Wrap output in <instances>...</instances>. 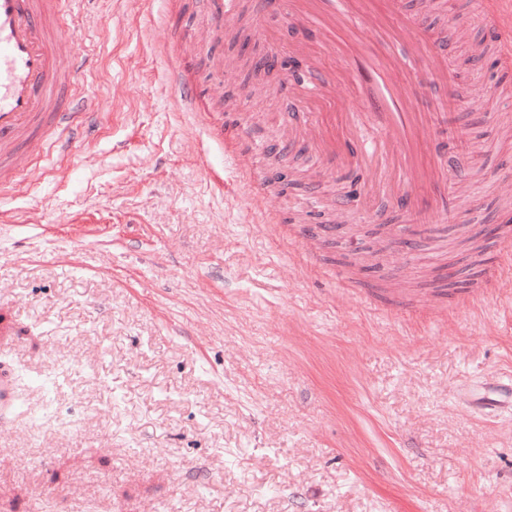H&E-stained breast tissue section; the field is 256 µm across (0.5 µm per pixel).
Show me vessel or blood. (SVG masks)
Listing matches in <instances>:
<instances>
[{
	"label": "vessel or blood",
	"mask_w": 512,
	"mask_h": 512,
	"mask_svg": "<svg viewBox=\"0 0 512 512\" xmlns=\"http://www.w3.org/2000/svg\"><path fill=\"white\" fill-rule=\"evenodd\" d=\"M64 0H0V173H18L25 159L21 143L45 123L61 131L52 148L71 157L76 113L69 102L84 100L78 83L79 59H60L48 18ZM401 0H255L256 22L285 18L288 42H269V61L288 58L305 74L290 80L289 90L302 107L285 121L303 146L313 149L327 170L351 167L371 175L373 185L403 209L432 211L479 198L445 192L447 165L438 138L440 119L447 116V97L433 111L418 112L411 104L414 87L409 73L428 67L440 84L451 78L447 53L426 40L413 22L402 17ZM505 0H483L482 16L497 36L503 70L512 69V10ZM340 49L342 61L331 68L326 57ZM187 61H177L172 85L179 101L196 118L207 117L204 101L189 88L183 74ZM459 400L484 413L512 407V375L498 379L492 395L479 399L462 392Z\"/></svg>",
	"instance_id": "vessel-or-blood-1"
}]
</instances>
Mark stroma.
I'll return each mask as SVG.
<instances>
[{"label": "stroma", "mask_w": 512, "mask_h": 512, "mask_svg": "<svg viewBox=\"0 0 512 512\" xmlns=\"http://www.w3.org/2000/svg\"><path fill=\"white\" fill-rule=\"evenodd\" d=\"M425 33L448 38L459 86L480 76L474 107L452 106L440 136L473 164L478 213L432 217L438 236L505 223L512 113L479 0H403ZM82 35L56 51L87 60L96 101L75 155L24 141L27 168L0 190V368L16 402L0 411V512H512V414L464 409L512 372V265L489 248L475 295L469 271L428 286L448 261L428 240L384 267L416 285L392 302L381 273L336 260L335 241L303 252L289 237L317 211L271 218L242 187L255 140L286 139L275 113L282 75L247 94L210 0H76ZM482 53H475L476 45ZM194 60L193 89L232 151L179 107L166 80ZM286 164L295 199L338 187L308 153ZM460 299L449 307V296Z\"/></svg>", "instance_id": "35a3bbf8"}]
</instances>
